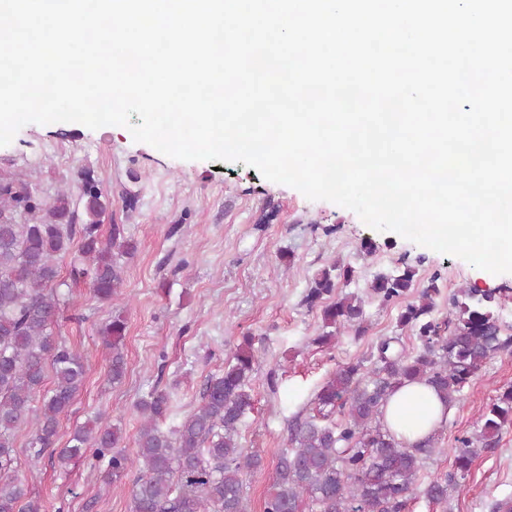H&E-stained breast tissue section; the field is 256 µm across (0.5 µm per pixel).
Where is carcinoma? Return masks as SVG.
<instances>
[{
	"mask_svg": "<svg viewBox=\"0 0 512 512\" xmlns=\"http://www.w3.org/2000/svg\"><path fill=\"white\" fill-rule=\"evenodd\" d=\"M102 197L95 181L85 177L86 219L79 224L68 192L46 202L23 180L0 175V512H41L15 466L16 434L26 427L34 466L46 455L61 465L89 459L104 470L106 489L136 470L132 512H250L247 477L262 467L259 451L238 442L254 409L257 359L250 336L225 362L224 373L207 379L198 405L178 424L160 426L171 409L164 390L154 389L136 404L143 423L134 454L125 451L121 425L100 416L76 427L65 446L57 447L60 418L86 375L83 355L53 336L65 304L60 288L86 280L97 298L108 301L122 286L119 259L136 250L120 224L102 240ZM64 264L67 281L60 279ZM416 276L415 266L404 261L373 275L370 295L387 304L407 295ZM353 277V269L332 264L310 283L304 303L311 310L322 306L328 328L312 343L331 345L342 327L356 336L367 332L361 297L345 294L323 304L335 297L339 283L347 285ZM439 295L433 277L399 313V326L417 337L418 351H407L398 337L379 339L368 357L336 367L311 413L293 417L291 449L277 460L263 512H408L409 501L419 495L446 504L448 490L465 486L473 459L495 452L502 429L512 426V385L481 415L479 432L458 439L454 469L425 483L418 482L420 471L442 452L436 434L407 446L384 423V407L405 382L431 386L451 408L488 359L512 349L494 294L462 289L449 298L444 319L434 315ZM101 335L109 352L108 380L120 384L127 371L123 314H113Z\"/></svg>",
	"mask_w": 512,
	"mask_h": 512,
	"instance_id": "1",
	"label": "carcinoma"
}]
</instances>
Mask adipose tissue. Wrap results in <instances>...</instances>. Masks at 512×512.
<instances>
[{
  "label": "adipose tissue",
  "mask_w": 512,
  "mask_h": 512,
  "mask_svg": "<svg viewBox=\"0 0 512 512\" xmlns=\"http://www.w3.org/2000/svg\"><path fill=\"white\" fill-rule=\"evenodd\" d=\"M449 410L435 390L422 382H408L390 398L385 422L399 440L415 443L448 418Z\"/></svg>",
  "instance_id": "ef3b65f1"
}]
</instances>
